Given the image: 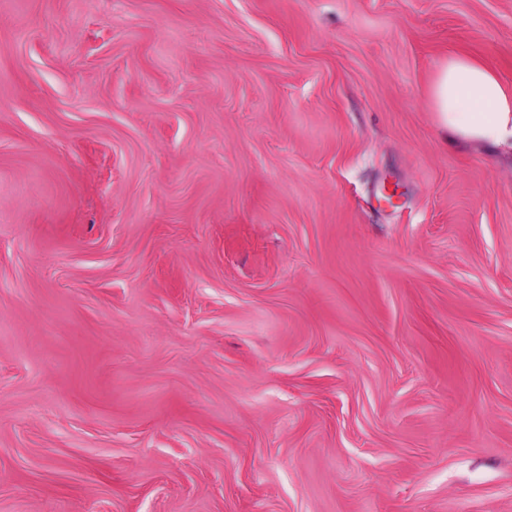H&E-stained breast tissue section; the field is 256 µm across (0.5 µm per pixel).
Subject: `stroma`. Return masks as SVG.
Returning a JSON list of instances; mask_svg holds the SVG:
<instances>
[{"label":"stroma","instance_id":"stroma-1","mask_svg":"<svg viewBox=\"0 0 512 512\" xmlns=\"http://www.w3.org/2000/svg\"><path fill=\"white\" fill-rule=\"evenodd\" d=\"M455 54L512 0H0V512H512Z\"/></svg>","mask_w":512,"mask_h":512}]
</instances>
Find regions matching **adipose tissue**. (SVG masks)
Instances as JSON below:
<instances>
[{
    "label": "adipose tissue",
    "mask_w": 512,
    "mask_h": 512,
    "mask_svg": "<svg viewBox=\"0 0 512 512\" xmlns=\"http://www.w3.org/2000/svg\"><path fill=\"white\" fill-rule=\"evenodd\" d=\"M430 98L443 143L512 153V88L487 66L462 54L449 57Z\"/></svg>",
    "instance_id": "ef3b65f1"
}]
</instances>
